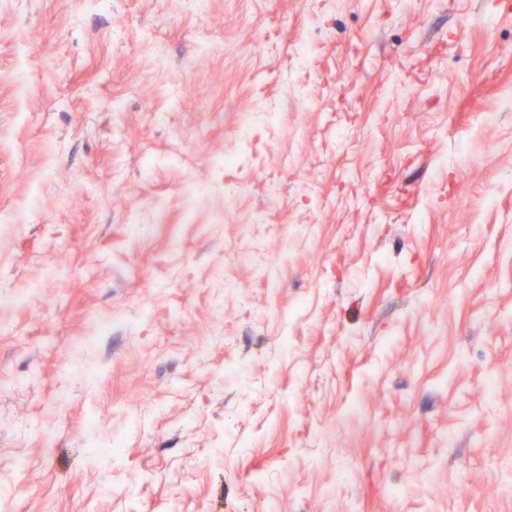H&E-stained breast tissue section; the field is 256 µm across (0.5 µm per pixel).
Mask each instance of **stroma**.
Segmentation results:
<instances>
[{
    "label": "stroma",
    "mask_w": 512,
    "mask_h": 512,
    "mask_svg": "<svg viewBox=\"0 0 512 512\" xmlns=\"http://www.w3.org/2000/svg\"><path fill=\"white\" fill-rule=\"evenodd\" d=\"M0 283L9 512H512V0H0Z\"/></svg>",
    "instance_id": "stroma-1"
}]
</instances>
